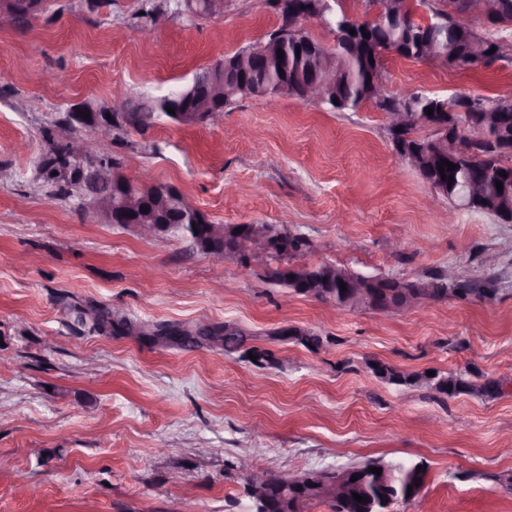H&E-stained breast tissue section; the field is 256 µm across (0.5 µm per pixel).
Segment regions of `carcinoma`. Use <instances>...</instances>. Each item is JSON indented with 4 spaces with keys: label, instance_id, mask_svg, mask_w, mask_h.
<instances>
[{
    "label": "carcinoma",
    "instance_id": "cac0c4a2",
    "mask_svg": "<svg viewBox=\"0 0 512 512\" xmlns=\"http://www.w3.org/2000/svg\"><path fill=\"white\" fill-rule=\"evenodd\" d=\"M437 7L426 22L413 17L411 0H406V20H387L383 23L365 20L359 26L365 28L367 36L359 37L358 43L344 48L338 54L336 66L341 69V77L333 91L320 103L323 108L335 111L355 110L362 103L375 99L374 86L385 81L383 57L393 53L399 57L427 61L435 56L443 60L442 66L460 71L488 67L502 57L501 44L485 37L472 24V20L483 16V0H435ZM269 4L281 15L282 26L271 33L267 39L248 48L239 50L220 58L229 62L238 56L252 51L246 64L236 75L239 88L227 92V104H232L244 95L252 96L256 89L248 86L252 70L260 68L264 75L261 96L275 98L284 95L306 100L299 88L301 80L306 77L313 58L305 48L298 35H303L309 42L314 38L304 27L291 28L292 13L303 9V20L315 18L330 28L333 33L345 31L347 14L336 10L331 0H269ZM282 51L284 58H278L277 51ZM493 54H488V51ZM339 100L334 104L333 100ZM413 102L415 112L410 120L394 134V145L401 153L407 155L409 166L425 183H439L444 192L448 206L455 208L464 205L477 212L488 214L503 224L512 219V162L499 153L493 137L470 140L466 136L469 129L483 127L499 128L512 135V96L488 97L480 95L453 94L448 97L429 95L423 91H413L406 95ZM189 103L179 99V92H173L157 101L145 100L129 105V111L121 114L120 121L113 124L112 138H117L126 127L146 131L167 117L177 121V117L167 112L171 107L177 112L187 109ZM447 109L443 121L448 127V138L459 140L460 148L449 157L444 150L428 142L425 137L416 136L422 127L420 119L426 109ZM59 143L50 144L43 156L40 167L45 178L57 184V193L67 195L69 187L74 185L68 177L57 171L54 154ZM449 160L455 165L452 171L441 172L438 164ZM112 169L109 182L96 184L95 191L101 198L112 199L118 204L121 197L128 194L126 185L129 180L119 171L121 163L110 157L107 159ZM505 172L507 177L500 176ZM446 178H441V175ZM503 184L502 191H497L496 182ZM479 188L476 197L471 196L472 186ZM165 194L166 203L163 212L152 220L154 224H173L186 233L183 205L184 195L172 186L159 184ZM294 252H270L265 255L263 265L266 277L274 285L290 288L297 293L312 296L323 302L329 301L339 308L352 307V288L341 291L340 280L330 275L324 264L296 265L295 256L308 249V242L301 236H294ZM410 293L422 294V301H439L450 296L466 300L480 292L472 284L457 280L448 285V272H438L425 279L403 283ZM371 369L380 378L389 382L410 385H426L448 396L469 393L484 397H493L502 392V383L483 380L480 377L465 379L450 373L446 376L426 374L404 375L391 366L381 363L371 364ZM381 469V475L370 472V468ZM357 480H351V477ZM420 485H414V480ZM426 470L419 464L407 462L368 461L351 465L346 479L342 497L328 498L311 495L303 499L301 512H309L315 503L329 506L331 512H392L394 504L414 499L425 485ZM413 490H408V487ZM365 497L357 502L353 494Z\"/></svg>",
    "mask_w": 512,
    "mask_h": 512
}]
</instances>
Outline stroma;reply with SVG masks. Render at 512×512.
Returning <instances> with one entry per match:
<instances>
[{
	"label": "stroma",
	"mask_w": 512,
	"mask_h": 512,
	"mask_svg": "<svg viewBox=\"0 0 512 512\" xmlns=\"http://www.w3.org/2000/svg\"><path fill=\"white\" fill-rule=\"evenodd\" d=\"M281 24L268 0H224L212 19L181 0H49L0 29V512H255L235 468L245 449L281 474L424 464L421 493L394 512H512V386L450 397L371 369L512 378V223L449 210L375 103L242 97L221 123L129 128L112 151L135 158L129 180L171 184L215 223L287 224L305 262L403 280L451 267L492 298L339 309L240 258L213 264L184 234L104 222L44 179L50 140L76 134L62 123L74 106L118 86L166 96ZM477 28L504 60L460 73L388 55L386 94H512V25ZM79 310L120 325L94 330ZM228 324L244 334L230 353ZM169 325L213 335L188 348L157 334Z\"/></svg>",
	"instance_id": "35a3bbf8"
}]
</instances>
